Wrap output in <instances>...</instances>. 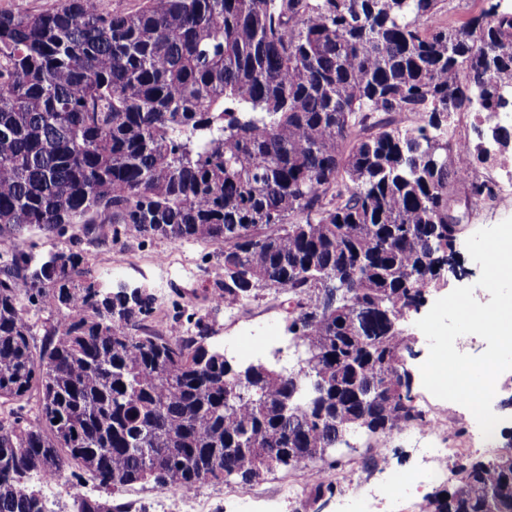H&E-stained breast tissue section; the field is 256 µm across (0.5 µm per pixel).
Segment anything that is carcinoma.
<instances>
[{"mask_svg": "<svg viewBox=\"0 0 512 512\" xmlns=\"http://www.w3.org/2000/svg\"><path fill=\"white\" fill-rule=\"evenodd\" d=\"M437 2L0 11V512H51L32 480L72 468L107 496L76 494L69 512H124L112 494L135 484H247L270 456L307 468L351 433L388 437L419 418L410 339L385 314H410L456 265L448 194L494 199L463 178L489 155L440 147L442 127L472 112L512 151L499 97L512 12L494 4L449 30ZM390 112L416 121L376 118ZM112 222L228 244L212 300L294 295L296 363L226 364L200 320L195 336L154 332L151 294L93 292L87 254H36L22 238ZM339 274L349 297L320 309ZM424 512H512V453L458 465Z\"/></svg>", "mask_w": 512, "mask_h": 512, "instance_id": "1", "label": "carcinoma"}]
</instances>
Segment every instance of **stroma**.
Instances as JSON below:
<instances>
[{
  "mask_svg": "<svg viewBox=\"0 0 512 512\" xmlns=\"http://www.w3.org/2000/svg\"><path fill=\"white\" fill-rule=\"evenodd\" d=\"M449 205L462 219L458 261L466 274L430 289L427 299L431 302L453 288L476 284L480 267L467 251V238L512 217V195L503 193L497 194L489 207L469 209L458 197ZM23 238L38 253L68 247L71 239H79L80 249L93 258L100 280L142 287L153 295L154 309L145 323L156 332L164 334L174 327L192 333L201 320L208 327V345L224 350L235 365L259 361L284 365L293 358L287 332L293 305L286 295L266 291L240 303L231 313L212 302L211 296L224 276L219 264L220 245L178 244L159 237L120 234L112 224H96L88 232L78 224L51 232L31 229ZM158 255L168 256L169 265H155L153 259ZM245 333L251 336V349L242 355L232 345ZM449 436L460 442L461 452L436 459L429 454L424 439L406 429L379 439L355 433L348 446L330 454L331 460L339 461L338 469L317 463L322 479L333 485L332 491L317 499L311 495L306 470L277 469L246 485H205L192 499L146 483L116 493L112 501L137 502L138 512H340L344 506L350 512H422L426 496L446 483L442 471L469 460L490 459L505 443L500 436L472 441L455 428ZM407 473L414 475V484L401 487L399 498L388 496L389 479Z\"/></svg>",
  "mask_w": 512,
  "mask_h": 512,
  "instance_id": "stroma-1",
  "label": "stroma"
}]
</instances>
